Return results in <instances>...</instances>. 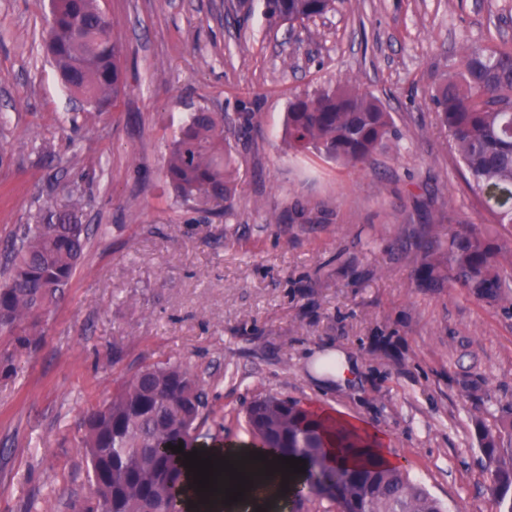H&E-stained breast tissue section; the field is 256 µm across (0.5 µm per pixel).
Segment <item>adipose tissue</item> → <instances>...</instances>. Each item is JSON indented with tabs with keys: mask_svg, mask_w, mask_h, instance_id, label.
<instances>
[{
	"mask_svg": "<svg viewBox=\"0 0 512 512\" xmlns=\"http://www.w3.org/2000/svg\"><path fill=\"white\" fill-rule=\"evenodd\" d=\"M257 453V448L247 443L233 448L202 449V457L229 461L242 476L248 478L256 472L265 473L267 480L261 490L248 482L242 500L232 503L226 502L223 494L224 489L233 485L228 474H221L217 478L220 492L205 498L198 496L194 482H187V492L182 502L184 512H279L282 503L289 498L295 476L282 468L276 459L257 460Z\"/></svg>",
	"mask_w": 512,
	"mask_h": 512,
	"instance_id": "1",
	"label": "adipose tissue"
}]
</instances>
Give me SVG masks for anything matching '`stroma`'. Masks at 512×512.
<instances>
[{
    "label": "stroma",
    "mask_w": 512,
    "mask_h": 512,
    "mask_svg": "<svg viewBox=\"0 0 512 512\" xmlns=\"http://www.w3.org/2000/svg\"><path fill=\"white\" fill-rule=\"evenodd\" d=\"M123 90L99 111L44 50L49 0H0V264L18 225L81 195L101 225L29 354L0 335V512H80L94 486L88 410L139 367L206 382L210 448L243 441L244 406L274 395L364 424L449 512H496L477 425L512 403V304L419 281L425 252L488 219L430 95L472 44L512 45V0H338L304 22L263 0H100ZM353 84L401 136L351 168L288 150L299 93ZM221 112L232 216L176 202L165 160L191 112ZM354 360L340 382L313 369Z\"/></svg>",
    "instance_id": "1"
}]
</instances>
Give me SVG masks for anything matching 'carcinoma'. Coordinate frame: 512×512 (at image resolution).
I'll use <instances>...</instances> for the list:
<instances>
[{
	"mask_svg": "<svg viewBox=\"0 0 512 512\" xmlns=\"http://www.w3.org/2000/svg\"><path fill=\"white\" fill-rule=\"evenodd\" d=\"M265 13L290 22L321 16L334 0H264ZM47 52L65 86L98 108L114 107L123 86L118 45L108 37V14L98 0H50ZM512 103V48L466 47L460 66L430 96L439 123L469 176V187L504 230H512V207L492 204L490 192L512 196V111L484 103ZM398 136L382 104L354 86L343 85L290 101L285 119L288 149L311 152L356 167ZM167 185L183 201L234 208V167L224 144V113H190L170 143ZM97 225L84 224L81 203L68 192L64 208H47L24 224L0 269V334L13 337L14 353L34 345L36 328L70 288ZM499 236L477 224L448 234L445 274L427 254L419 276L448 281L477 301H498L512 291V264L500 260ZM203 380L190 366L151 364L139 368L105 405L85 417L80 438L94 492L83 512H168L183 477L191 432L209 414ZM251 443L269 455L306 460L298 484L315 482L314 501L335 512H447L425 486L400 466L366 459L355 466L327 460L328 438L345 454L371 448L375 438L356 428L332 424L296 401L265 396L245 410ZM183 445L162 450L158 442ZM486 491L499 512H512V406L493 428L478 425Z\"/></svg>",
	"mask_w": 512,
	"mask_h": 512,
	"instance_id": "carcinoma-1",
	"label": "carcinoma"
}]
</instances>
